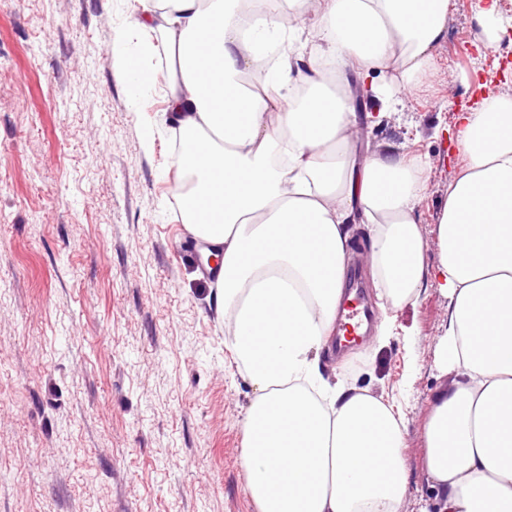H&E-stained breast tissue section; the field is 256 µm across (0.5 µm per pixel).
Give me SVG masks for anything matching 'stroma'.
<instances>
[{
	"label": "stroma",
	"instance_id": "stroma-1",
	"mask_svg": "<svg viewBox=\"0 0 512 512\" xmlns=\"http://www.w3.org/2000/svg\"><path fill=\"white\" fill-rule=\"evenodd\" d=\"M477 0H451L436 73L401 117L358 122L357 151L383 139L429 155L419 209L426 262L461 159L449 133L489 92L512 95L499 46L460 44ZM139 0H0V512H258L242 459L253 396L224 340L215 281L186 239L161 86L131 105L113 35L154 45ZM443 128L435 136V128ZM153 143H145L147 130ZM448 300L428 289L398 312L405 332L376 350L324 353L326 373L398 404L410 485L402 512L431 496L425 424L450 381L435 366Z\"/></svg>",
	"mask_w": 512,
	"mask_h": 512
}]
</instances>
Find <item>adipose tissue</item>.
Returning <instances> with one entry per match:
<instances>
[{
	"label": "adipose tissue",
	"mask_w": 512,
	"mask_h": 512,
	"mask_svg": "<svg viewBox=\"0 0 512 512\" xmlns=\"http://www.w3.org/2000/svg\"><path fill=\"white\" fill-rule=\"evenodd\" d=\"M140 29L164 38L162 76L188 233L220 257L225 340L254 386L242 458L258 512H402L408 475L399 406L327 378L352 259L365 225L384 312L376 344L426 282L448 299L437 363L453 377L425 427L433 512H512V96L462 113L463 165L424 262L418 209L429 156L377 144L357 158L350 76L378 115L435 67L449 0H142ZM113 37L134 99L152 79L149 43Z\"/></svg>",
	"instance_id": "1"
}]
</instances>
